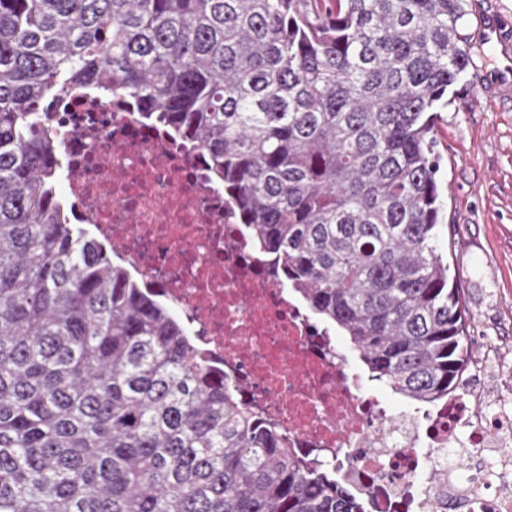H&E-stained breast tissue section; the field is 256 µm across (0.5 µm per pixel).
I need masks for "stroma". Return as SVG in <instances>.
I'll use <instances>...</instances> for the list:
<instances>
[{
	"label": "stroma",
	"mask_w": 512,
	"mask_h": 512,
	"mask_svg": "<svg viewBox=\"0 0 512 512\" xmlns=\"http://www.w3.org/2000/svg\"><path fill=\"white\" fill-rule=\"evenodd\" d=\"M471 67L437 119L444 202L438 247L459 274L472 362L462 389L512 408V372L477 368L487 353L512 360V103L480 92Z\"/></svg>",
	"instance_id": "1"
}]
</instances>
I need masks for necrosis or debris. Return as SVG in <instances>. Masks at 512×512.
I'll list each match as a JSON object with an SVG mask.
<instances>
[{
	"label": "necrosis or debris",
	"mask_w": 512,
	"mask_h": 512,
	"mask_svg": "<svg viewBox=\"0 0 512 512\" xmlns=\"http://www.w3.org/2000/svg\"><path fill=\"white\" fill-rule=\"evenodd\" d=\"M41 127L61 148L63 221L89 225L298 460L329 464L375 512H512V410L456 393L398 409L372 393L193 142L80 92L49 102Z\"/></svg>",
	"instance_id": "necrosis-or-debris-1"
}]
</instances>
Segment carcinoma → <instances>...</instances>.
<instances>
[{"instance_id": "cac0c4a2", "label": "carcinoma", "mask_w": 512, "mask_h": 512, "mask_svg": "<svg viewBox=\"0 0 512 512\" xmlns=\"http://www.w3.org/2000/svg\"><path fill=\"white\" fill-rule=\"evenodd\" d=\"M465 17L464 0H0V512H368L59 221L38 115L74 89L160 115L369 377L429 405L467 361L436 246Z\"/></svg>"}]
</instances>
